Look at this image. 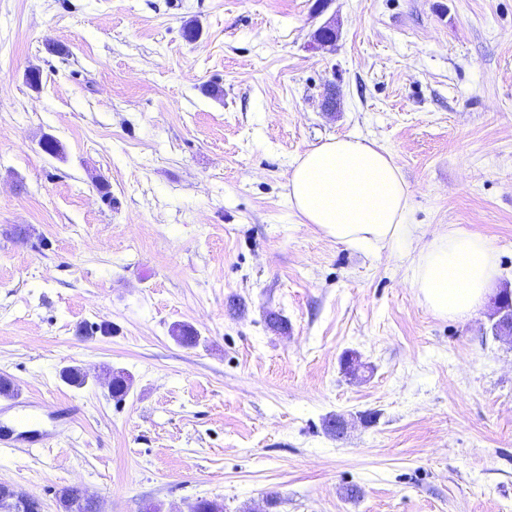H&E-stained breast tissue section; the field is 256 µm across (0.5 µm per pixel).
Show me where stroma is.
<instances>
[{
  "mask_svg": "<svg viewBox=\"0 0 512 512\" xmlns=\"http://www.w3.org/2000/svg\"><path fill=\"white\" fill-rule=\"evenodd\" d=\"M336 136L512 289V0H0V378L79 411L0 447V481L46 512L77 485L101 512H512V345L491 302L439 317L410 256L302 224L288 175Z\"/></svg>",
  "mask_w": 512,
  "mask_h": 512,
  "instance_id": "35a3bbf8",
  "label": "stroma"
}]
</instances>
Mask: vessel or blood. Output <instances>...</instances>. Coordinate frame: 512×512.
I'll use <instances>...</instances> for the list:
<instances>
[{
  "instance_id": "b4317fda",
  "label": "vessel or blood",
  "mask_w": 512,
  "mask_h": 512,
  "mask_svg": "<svg viewBox=\"0 0 512 512\" xmlns=\"http://www.w3.org/2000/svg\"><path fill=\"white\" fill-rule=\"evenodd\" d=\"M44 406L43 399L19 396L0 406V447H49L54 434L42 426Z\"/></svg>"
}]
</instances>
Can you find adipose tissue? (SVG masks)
I'll return each instance as SVG.
<instances>
[{
	"instance_id": "ef3b65f1",
	"label": "adipose tissue",
	"mask_w": 512,
	"mask_h": 512,
	"mask_svg": "<svg viewBox=\"0 0 512 512\" xmlns=\"http://www.w3.org/2000/svg\"><path fill=\"white\" fill-rule=\"evenodd\" d=\"M288 198L303 223L337 243L396 253L416 244L411 286L443 318L474 313L499 275V253L486 236L444 230L420 244L405 221L409 188L391 154L358 137H333L298 157Z\"/></svg>"
}]
</instances>
